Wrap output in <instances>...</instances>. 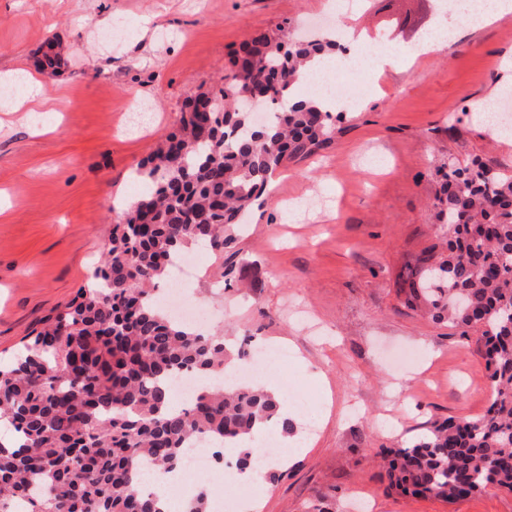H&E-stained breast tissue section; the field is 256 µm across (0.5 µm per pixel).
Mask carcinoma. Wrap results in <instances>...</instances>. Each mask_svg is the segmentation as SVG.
Wrapping results in <instances>:
<instances>
[{
	"instance_id": "obj_1",
	"label": "carcinoma",
	"mask_w": 512,
	"mask_h": 512,
	"mask_svg": "<svg viewBox=\"0 0 512 512\" xmlns=\"http://www.w3.org/2000/svg\"><path fill=\"white\" fill-rule=\"evenodd\" d=\"M336 47L297 40L286 22L260 33L140 166L148 189L112 226L88 287L0 363V425L14 435L12 448L0 443V512H17L21 499L30 512H163L161 494L133 490L142 470H179L202 437L221 470L224 444L240 443L243 471L259 431L294 432L281 398L260 387L205 386L174 403V374L222 375L249 355L250 337L228 349L223 334L205 336L162 310L155 289L194 243L237 257L235 228L262 209L271 175L331 142L332 113L292 91L311 59ZM249 84L278 105L261 125L239 97ZM434 207L446 250L429 248L409 269L406 305L436 324L482 321L493 398L482 415L436 423L377 457L388 490L453 503L489 488L512 493V177L450 158Z\"/></svg>"
}]
</instances>
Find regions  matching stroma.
<instances>
[{
  "mask_svg": "<svg viewBox=\"0 0 512 512\" xmlns=\"http://www.w3.org/2000/svg\"><path fill=\"white\" fill-rule=\"evenodd\" d=\"M327 0H0V355L68 305L99 266L136 171L174 131L191 97L231 70L240 46L289 22L296 33ZM440 14L438 0H359L344 16L367 42L387 37L397 61L372 70L329 145L279 169L277 200L237 231L245 267L224 274L196 245L186 288L228 344L249 334L292 354L284 375L315 399L316 427L295 418L305 450L272 484L252 487L262 512H512L490 490L449 504L387 491L375 454L491 399L475 328L435 324L397 288L438 243L433 206L448 159L481 158L512 174V145L472 104L512 85V15L416 61L407 49ZM69 47L57 71L37 60ZM26 72L48 98L34 115L2 73Z\"/></svg>",
  "mask_w": 512,
  "mask_h": 512,
  "instance_id": "stroma-1",
  "label": "stroma"
}]
</instances>
